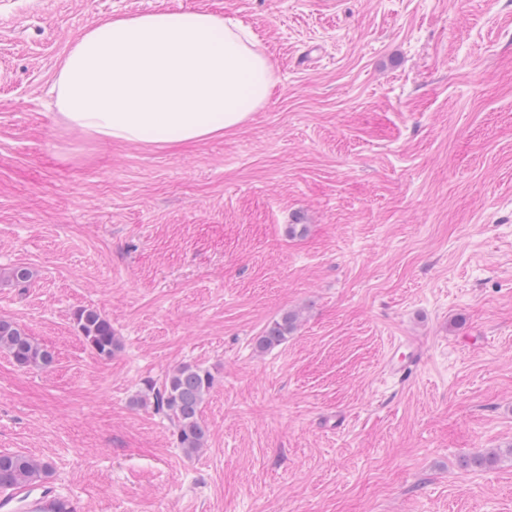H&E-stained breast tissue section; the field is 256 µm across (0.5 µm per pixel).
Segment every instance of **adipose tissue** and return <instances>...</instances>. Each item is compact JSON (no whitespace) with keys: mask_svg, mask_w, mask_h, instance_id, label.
<instances>
[{"mask_svg":"<svg viewBox=\"0 0 512 512\" xmlns=\"http://www.w3.org/2000/svg\"><path fill=\"white\" fill-rule=\"evenodd\" d=\"M275 87L257 33L166 10L86 30L60 58L51 92L68 130L167 149L241 128Z\"/></svg>","mask_w":512,"mask_h":512,"instance_id":"1","label":"adipose tissue"}]
</instances>
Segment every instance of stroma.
Here are the masks:
<instances>
[{
  "label": "stroma",
  "mask_w": 512,
  "mask_h": 512,
  "mask_svg": "<svg viewBox=\"0 0 512 512\" xmlns=\"http://www.w3.org/2000/svg\"><path fill=\"white\" fill-rule=\"evenodd\" d=\"M163 9L257 32L265 106L172 149L63 130L70 44ZM0 317L56 356L0 351V453L80 512H512V0H0ZM184 362L216 378L190 458L130 403ZM488 448L511 454L462 467ZM75 321L84 341L100 359L112 358L121 348V338L112 330L111 321L96 309L80 310ZM299 322V313L288 311L281 315L278 320L268 324L260 336L255 338V349L264 353L288 340ZM398 345L410 346L411 351L409 353V356L405 357L400 362H395L391 356L388 357L386 360V368H388L394 374H404L407 368V364L409 362L412 364L419 363L422 355V350L417 340L413 337H410L408 340L399 341V343L395 345L394 348ZM49 474V464L41 459L18 453H0V489L43 480Z\"/></svg>",
  "instance_id": "35a3bbf8"
}]
</instances>
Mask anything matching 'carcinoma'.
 Instances as JSON below:
<instances>
[{
	"instance_id": "cac0c4a2",
	"label": "carcinoma",
	"mask_w": 512,
	"mask_h": 512,
	"mask_svg": "<svg viewBox=\"0 0 512 512\" xmlns=\"http://www.w3.org/2000/svg\"><path fill=\"white\" fill-rule=\"evenodd\" d=\"M76 326L86 344L101 359L107 360L121 348V338L112 330L111 321L101 312L86 308L75 316ZM299 322V313L288 311L268 324L255 338V349L264 353L288 340ZM0 349L8 352L22 369L48 367L54 361L53 352L34 341L17 322L0 317ZM215 385L210 369L183 363L169 371L160 384L131 398L134 406H152L165 415L174 426L177 448L187 456L202 451L208 442V427L202 420L201 409ZM50 474L47 462L24 454L0 453V489L43 480Z\"/></svg>"
}]
</instances>
